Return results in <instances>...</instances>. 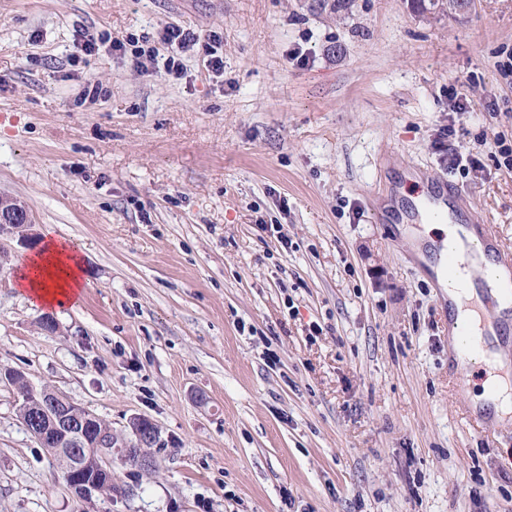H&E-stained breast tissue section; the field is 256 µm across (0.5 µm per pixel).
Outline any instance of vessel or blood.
<instances>
[{"mask_svg":"<svg viewBox=\"0 0 512 512\" xmlns=\"http://www.w3.org/2000/svg\"><path fill=\"white\" fill-rule=\"evenodd\" d=\"M422 181L420 203L391 198L380 220L385 224L450 222L461 225L468 235L463 244L440 242L432 247V256L442 260L444 271H468L481 299L479 328L466 321L448 322V334L455 343L456 385L462 388L485 349L495 351L500 360L512 358V252L502 248L493 225L473 213L447 175L426 174Z\"/></svg>","mask_w":512,"mask_h":512,"instance_id":"vessel-or-blood-1","label":"vessel or blood"}]
</instances>
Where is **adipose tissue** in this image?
<instances>
[{
    "instance_id": "adipose-tissue-1",
    "label": "adipose tissue",
    "mask_w": 512,
    "mask_h": 512,
    "mask_svg": "<svg viewBox=\"0 0 512 512\" xmlns=\"http://www.w3.org/2000/svg\"><path fill=\"white\" fill-rule=\"evenodd\" d=\"M83 272L82 260L71 244L48 229L43 247L21 262L17 282L31 302L63 307L77 297Z\"/></svg>"
}]
</instances>
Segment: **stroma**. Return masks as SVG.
<instances>
[{"label": "stroma", "mask_w": 512, "mask_h": 512, "mask_svg": "<svg viewBox=\"0 0 512 512\" xmlns=\"http://www.w3.org/2000/svg\"><path fill=\"white\" fill-rule=\"evenodd\" d=\"M168 23L218 34L223 78L110 45ZM79 28L107 43L73 67ZM510 53L512 0L461 22L442 0H0V193L86 268L44 332L14 286L28 248L0 238V369L166 442L153 472L114 461L112 494L80 501L2 382L0 512H512V418L492 435L463 417L439 291L377 216L416 166L512 246ZM452 87L471 109L449 111ZM448 126L480 167L435 153Z\"/></svg>", "instance_id": "stroma-1"}]
</instances>
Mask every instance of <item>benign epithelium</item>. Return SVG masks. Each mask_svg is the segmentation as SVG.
<instances>
[{
    "instance_id": "1",
    "label": "benign epithelium",
    "mask_w": 512,
    "mask_h": 512,
    "mask_svg": "<svg viewBox=\"0 0 512 512\" xmlns=\"http://www.w3.org/2000/svg\"><path fill=\"white\" fill-rule=\"evenodd\" d=\"M32 224L28 207L0 194V238L14 236L31 246L35 244L29 233ZM17 414L36 441L53 434L57 447L51 453L66 471L68 489L82 501L104 494L111 486L114 457H132L136 468L148 473L156 466L151 449L164 445L161 429L152 420L132 417L130 436L117 434L97 414L48 385H28L21 392Z\"/></svg>"
}]
</instances>
